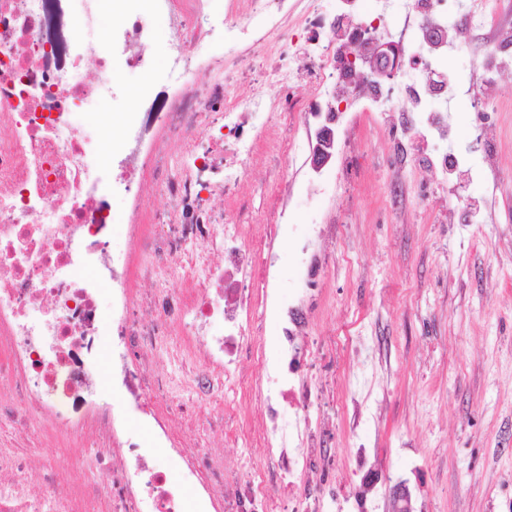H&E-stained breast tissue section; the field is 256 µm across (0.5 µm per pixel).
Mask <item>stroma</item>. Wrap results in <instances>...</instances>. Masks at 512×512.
Wrapping results in <instances>:
<instances>
[{
    "label": "stroma",
    "instance_id": "obj_1",
    "mask_svg": "<svg viewBox=\"0 0 512 512\" xmlns=\"http://www.w3.org/2000/svg\"><path fill=\"white\" fill-rule=\"evenodd\" d=\"M507 28L512 12L493 28L448 29V152L459 165L447 181L432 145L400 141L392 117L359 114L347 166L317 173L305 149L286 165L267 152L243 187L260 209L288 182L273 248L280 308L303 286L304 254L325 268L329 303L312 334L330 356L310 367L321 392L309 414L332 422L338 467L367 447L369 463L392 467V483L428 512H512V53L487 56ZM478 94L492 105L485 149L473 144ZM364 330L384 346L371 364L352 342ZM368 368L377 418L353 434L338 399L348 376ZM33 439L39 467L95 480L89 453L41 429Z\"/></svg>",
    "mask_w": 512,
    "mask_h": 512
}]
</instances>
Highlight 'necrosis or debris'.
Returning <instances> with one entry per match:
<instances>
[{"label":"necrosis or debris","instance_id":"necrosis-or-debris-1","mask_svg":"<svg viewBox=\"0 0 512 512\" xmlns=\"http://www.w3.org/2000/svg\"><path fill=\"white\" fill-rule=\"evenodd\" d=\"M168 20L163 71L153 72L151 16ZM417 41L392 16L391 0L372 10L360 0H0V512H378L390 479L365 466L358 449L350 468L351 500L336 497V451L308 422L317 388L307 367L314 355L305 288L280 316L279 348L267 356L264 314L275 297L271 251L284 194L272 187L263 211L232 193L262 147L283 159L295 139L278 136L285 118L326 122L344 104L396 112L436 98L426 138L443 140L454 87L443 76L448 55V0H411ZM303 40H295V31ZM389 41L396 76L378 96L364 87L379 68L372 41ZM261 52L264 83L242 106L225 86L210 111L224 114V178L210 182L196 153L214 136L210 112L191 108L196 81L220 80ZM142 74L138 109L113 125L78 120L98 101L122 96L128 73ZM309 84L315 96L294 98ZM278 98L268 99V89ZM267 120L256 124L248 108ZM181 127L182 163L162 134ZM137 185L128 248L114 254L104 238L113 223L112 192ZM180 201L167 231H147L154 186ZM225 197L224 221L184 206L199 192ZM262 223L252 238L247 228ZM183 284L166 290L169 281ZM168 351L184 371H160ZM197 401L245 399L244 421L217 423L187 408L175 383ZM152 432L129 431L130 415ZM94 454L98 478L73 480L55 470L33 484L20 442L30 422ZM223 428L226 441L255 440L263 465H224V449L199 441ZM182 461L172 479L160 452Z\"/></svg>","mask_w":512,"mask_h":512}]
</instances>
